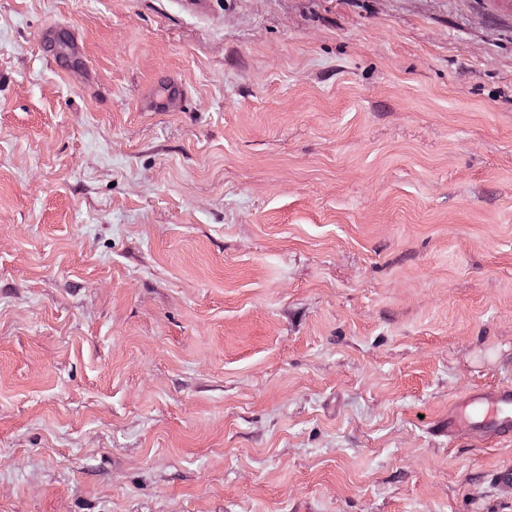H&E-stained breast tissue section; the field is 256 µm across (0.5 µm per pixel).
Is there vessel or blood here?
<instances>
[{
  "mask_svg": "<svg viewBox=\"0 0 512 512\" xmlns=\"http://www.w3.org/2000/svg\"><path fill=\"white\" fill-rule=\"evenodd\" d=\"M468 432L479 446L512 439V386L458 397L448 408V433Z\"/></svg>",
  "mask_w": 512,
  "mask_h": 512,
  "instance_id": "1",
  "label": "vessel or blood"
}]
</instances>
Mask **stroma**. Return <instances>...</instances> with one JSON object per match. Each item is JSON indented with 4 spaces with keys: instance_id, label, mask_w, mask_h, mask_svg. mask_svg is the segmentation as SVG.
Listing matches in <instances>:
<instances>
[{
    "instance_id": "1",
    "label": "stroma",
    "mask_w": 512,
    "mask_h": 512,
    "mask_svg": "<svg viewBox=\"0 0 512 512\" xmlns=\"http://www.w3.org/2000/svg\"><path fill=\"white\" fill-rule=\"evenodd\" d=\"M508 384L512 0H0V512H512ZM467 431L478 446L512 439V386L458 397L448 407V435Z\"/></svg>"
}]
</instances>
